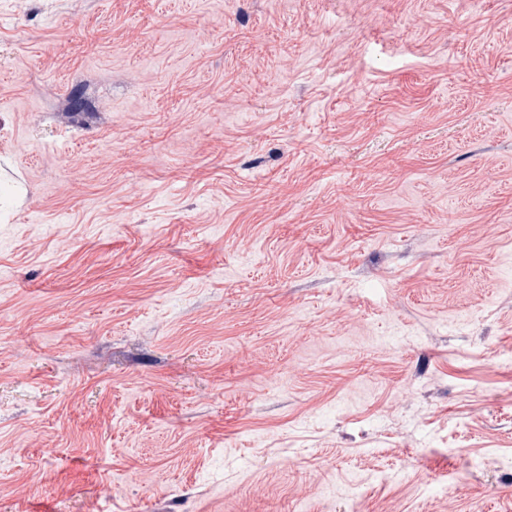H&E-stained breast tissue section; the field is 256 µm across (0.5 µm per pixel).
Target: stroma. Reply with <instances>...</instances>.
<instances>
[{
  "label": "stroma",
  "instance_id": "stroma-1",
  "mask_svg": "<svg viewBox=\"0 0 512 512\" xmlns=\"http://www.w3.org/2000/svg\"><path fill=\"white\" fill-rule=\"evenodd\" d=\"M352 497L512 512V0H0V512Z\"/></svg>",
  "mask_w": 512,
  "mask_h": 512
}]
</instances>
